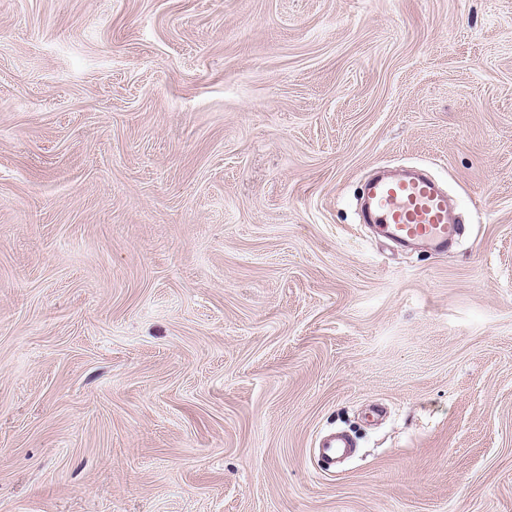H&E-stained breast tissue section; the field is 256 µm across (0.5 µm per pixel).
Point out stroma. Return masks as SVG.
Here are the masks:
<instances>
[{"label":"stroma","mask_w":512,"mask_h":512,"mask_svg":"<svg viewBox=\"0 0 512 512\" xmlns=\"http://www.w3.org/2000/svg\"><path fill=\"white\" fill-rule=\"evenodd\" d=\"M0 512H512V0H0ZM364 224H374L387 239L441 253L461 235L448 192L435 179L415 172L383 173L362 189ZM348 448H351L350 442L343 436L327 435L317 448L323 468L331 470L336 464V459L345 454Z\"/></svg>","instance_id":"35a3bbf8"}]
</instances>
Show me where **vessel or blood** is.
<instances>
[{
  "mask_svg": "<svg viewBox=\"0 0 512 512\" xmlns=\"http://www.w3.org/2000/svg\"><path fill=\"white\" fill-rule=\"evenodd\" d=\"M363 223L376 226L387 239L404 246H422L441 253L460 236L448 193L435 179L415 172L383 173L362 189ZM350 446L341 436H326L317 453L324 469H332Z\"/></svg>",
  "mask_w": 512,
  "mask_h": 512,
  "instance_id": "obj_1",
  "label": "vessel or blood"
}]
</instances>
